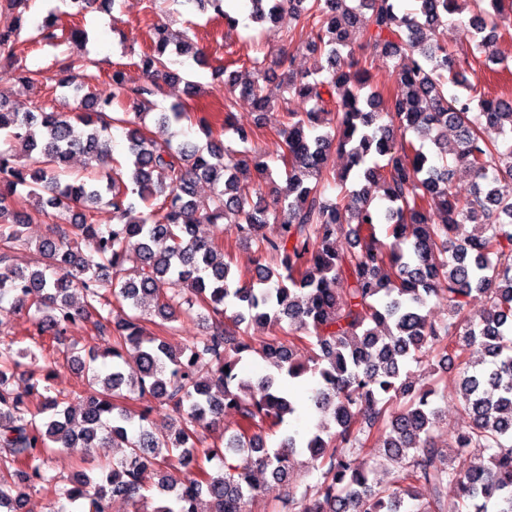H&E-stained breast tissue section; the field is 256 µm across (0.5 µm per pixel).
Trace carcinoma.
I'll use <instances>...</instances> for the list:
<instances>
[{
    "label": "carcinoma",
    "mask_w": 512,
    "mask_h": 512,
    "mask_svg": "<svg viewBox=\"0 0 512 512\" xmlns=\"http://www.w3.org/2000/svg\"><path fill=\"white\" fill-rule=\"evenodd\" d=\"M63 2L72 25L50 13L34 25L37 41L83 44L85 12L121 0ZM198 2L236 23L231 0ZM350 2L251 0L258 21L293 15L301 29L287 38L320 59L311 72L288 70L280 84L310 104L286 113L278 132L283 189L265 155L250 148L255 128L228 115L224 128L240 150L211 138L203 146L159 143L143 131L161 84L178 78L170 57L186 52V40L163 25L140 56L141 83L114 69L101 88L84 57L63 52L50 80L73 88L75 107L22 112L0 95V309L29 323L26 345L0 344V512H23L21 489L36 483L60 484L68 507L52 512H106L108 498L132 512H199L204 494L212 512H247L260 492L258 472L285 487L276 512H512V194L502 191L512 184V97H489L467 78L479 57L512 37L500 28L512 10L505 0H412L411 10L405 0ZM464 5L467 48L454 53L435 33ZM21 22L18 14L0 25V62L17 64L18 80L29 85L44 73L18 64ZM354 30L394 61V88L374 87L366 64L344 57ZM266 60L252 58L253 78L244 83L222 69L225 95L250 98L257 113L269 107ZM115 101L125 106L116 116ZM212 117L181 103L157 113L156 123L189 122L210 136ZM116 124L126 130L124 165L111 156ZM334 149L348 165L331 177ZM76 153L98 169L88 181L66 180ZM354 169L381 185L378 203L346 188ZM457 176L471 183L463 198L454 192ZM201 181L212 185L204 200ZM331 182L340 187L333 200L325 196ZM23 189L31 210L20 212ZM104 208L110 223L98 219ZM51 209L58 215L48 236L31 242L24 228ZM201 224H226L255 246L256 276L235 275L224 245L199 235ZM343 233L350 248L339 252ZM22 250L37 260L14 265ZM132 257L135 265L125 267ZM433 297L448 302L447 319L426 312ZM476 299L484 300L477 321L469 310ZM194 318L207 335L180 343L176 323ZM78 319L100 340L84 356L66 343ZM252 320L279 335L254 343L241 328ZM300 350L308 352L303 362ZM49 351L53 363L83 370L112 364L87 387L56 393V370L42 365ZM253 352L268 365L255 387L239 371ZM438 357L457 362L453 378L435 376ZM412 363L421 378L401 380ZM19 374L28 380L22 392L10 388ZM307 374L318 378L311 401L320 420L299 437L287 428L298 406L289 385ZM451 392L467 426L443 444L436 399ZM157 405L176 414L159 432L149 429ZM226 410L237 415L232 433L222 448L206 445L205 432ZM278 429L279 444L267 445ZM106 443L125 453L96 477L84 468L60 481L51 474L53 449ZM300 448L314 481L292 486ZM176 462L186 467L178 478L170 471ZM388 464L393 479L383 485L372 475ZM153 487L156 506L147 495Z\"/></svg>",
    "instance_id": "1"
}]
</instances>
